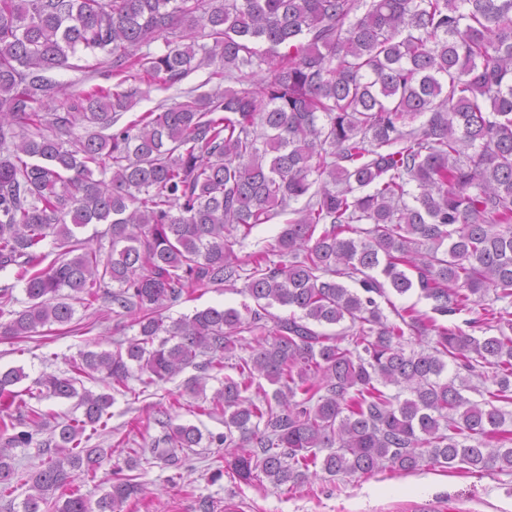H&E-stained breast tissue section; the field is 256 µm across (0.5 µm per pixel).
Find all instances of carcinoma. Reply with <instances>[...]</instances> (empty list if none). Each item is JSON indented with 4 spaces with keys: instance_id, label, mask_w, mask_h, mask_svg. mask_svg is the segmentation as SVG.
<instances>
[{
    "instance_id": "obj_1",
    "label": "carcinoma",
    "mask_w": 512,
    "mask_h": 512,
    "mask_svg": "<svg viewBox=\"0 0 512 512\" xmlns=\"http://www.w3.org/2000/svg\"><path fill=\"white\" fill-rule=\"evenodd\" d=\"M160 38L165 51H148ZM209 66L215 90L191 88L102 133L149 88ZM60 69H104L114 83L68 94L53 79ZM231 78L239 88L223 87ZM85 124L99 130L73 136ZM95 167L109 179L93 178ZM288 210L243 268L237 240ZM90 224L107 225V255L98 236H81ZM49 238L59 253L44 250ZM9 267L28 306L5 310L13 286H0L6 339L68 324L71 301L104 296L139 327L124 346L82 353L73 375L35 381L47 398L77 400L83 418L31 409L0 445V493L15 475L8 450L48 428L60 454L31 475L22 512H44L101 465L103 449L82 437L107 426L114 397L77 388L82 378L115 390L135 368L148 388L193 366L202 375L188 388L202 393L246 342L249 356L213 397L224 435L209 439L245 481L261 472L297 486L317 465L365 479L425 463L512 471V417L498 407L512 403V313L468 321L495 323L496 336L437 320L471 312L491 290L512 298V0H0ZM240 279L258 303L246 317L210 306L168 323L161 313ZM388 287L418 292L432 315L410 308L389 321L377 302ZM275 303L290 314L268 311ZM407 330L426 347L406 351ZM450 361L478 380L482 400L448 378ZM24 378L0 370L4 406ZM163 427L166 447L154 450L165 460L200 447L197 426ZM143 494L122 475L96 503L72 490L55 512H123Z\"/></svg>"
}]
</instances>
